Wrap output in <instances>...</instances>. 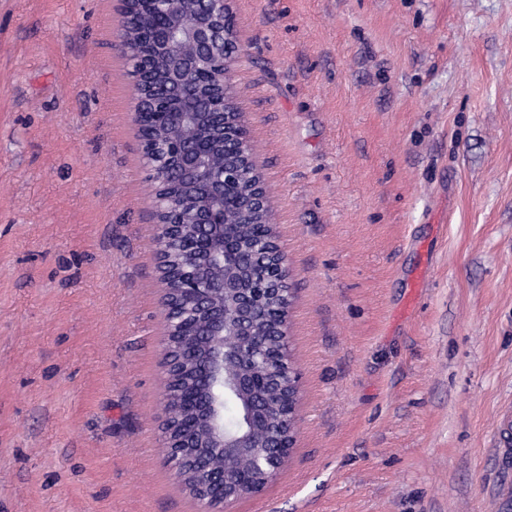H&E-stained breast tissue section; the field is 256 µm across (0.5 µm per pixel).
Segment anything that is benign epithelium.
<instances>
[{
    "label": "benign epithelium",
    "mask_w": 512,
    "mask_h": 512,
    "mask_svg": "<svg viewBox=\"0 0 512 512\" xmlns=\"http://www.w3.org/2000/svg\"><path fill=\"white\" fill-rule=\"evenodd\" d=\"M152 8L155 23L149 30L155 49L168 62V82L157 88L152 107L143 110L140 103V83L149 78L151 57L137 56L136 80L133 84L134 120L146 126L154 120H161L166 126L178 130L195 129L207 121L217 127L224 137V149L239 158L236 165H226L221 171L207 173L201 163L208 155L207 143L194 136H182L172 141L169 156L170 172L179 176L193 191L195 224L198 231L194 237L184 236L177 216L184 201H171L166 224L167 234L159 246L164 252L169 244L178 246L192 254L196 260L194 272L183 278L181 293L187 296L191 305L173 310L169 301H164L167 314L174 318L185 336L203 334L209 339L210 356L203 374L206 395L194 391L183 394L184 413L178 417L179 435L169 439L167 427L174 414L167 416L163 423V437L167 438L166 454L173 464L175 474H180L176 463L186 458L187 450L197 447L193 439L196 419L202 418L208 426L209 448H260L254 460L255 473L273 475L282 459L290 454L296 431V406L298 399L297 374L288 370V350L279 351L283 370L265 380L270 389L291 391V401L286 403V414L282 423L272 429L266 437H254V426L258 421V404L250 400L249 393L255 390L256 380L249 375L224 377V365L257 354L267 355L264 345L254 340L255 326L265 315L263 302L272 298L281 303L283 310L291 306L289 288L288 257L278 243L273 222L257 227V237L264 240V254L270 257L259 275L260 287L251 288L247 275L252 262L247 259L246 249L229 232L224 224V212L239 211L248 223L258 212L270 209L264 182L250 190H243L245 179L259 172L254 156L250 130L241 114L228 109V95L231 93L226 76L236 59L238 49L232 47L235 34V15L231 0H181L184 8L173 16L165 8L166 0H144ZM223 55V68L219 72L206 73L202 58ZM206 73V83L214 91V99L202 96L201 87L188 81L192 74ZM233 298L234 315L227 317L224 307L212 304L214 295ZM235 336L242 350L224 347V337ZM249 400L243 425L234 431L224 429V396L215 392L216 387ZM205 491L197 495L201 512H218L245 494H255L262 487L253 480L242 478L236 488L229 487V480L222 472H205Z\"/></svg>",
    "instance_id": "7a95c632"
}]
</instances>
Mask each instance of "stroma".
I'll use <instances>...</instances> for the list:
<instances>
[{
  "instance_id": "obj_1",
  "label": "stroma",
  "mask_w": 512,
  "mask_h": 512,
  "mask_svg": "<svg viewBox=\"0 0 512 512\" xmlns=\"http://www.w3.org/2000/svg\"><path fill=\"white\" fill-rule=\"evenodd\" d=\"M120 0H0V512H200ZM288 256L285 466L228 512H500L512 494V0H233Z\"/></svg>"
}]
</instances>
